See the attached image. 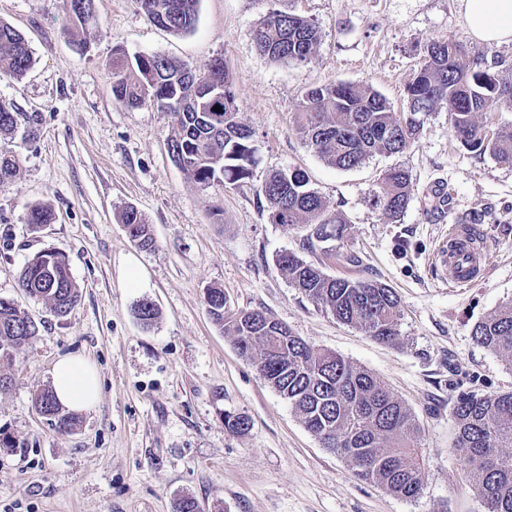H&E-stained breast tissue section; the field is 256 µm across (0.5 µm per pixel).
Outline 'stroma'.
Returning a JSON list of instances; mask_svg holds the SVG:
<instances>
[{"label":"stroma","mask_w":512,"mask_h":512,"mask_svg":"<svg viewBox=\"0 0 512 512\" xmlns=\"http://www.w3.org/2000/svg\"><path fill=\"white\" fill-rule=\"evenodd\" d=\"M274 9L319 27L308 62L257 53L253 31ZM465 13L466 0H200L194 30L174 34L148 22L135 0H96L81 51L63 33L66 0H0V21L24 34L33 56L22 77H0V100L39 119L37 139L26 140L20 126L0 141L22 161L19 179L0 189V298L44 323L0 396V434L15 442L0 447V512H173L183 496L201 512H486L453 452V405L463 392H512V366L472 336L512 301V165L463 148L443 108L423 116L404 152L353 170L323 161L293 124L306 89L339 81L372 86L405 112L404 89L430 40L461 42L467 65L512 79V41L475 38ZM117 47L200 72L223 57L238 119L258 148L248 184L208 187L185 176L168 151L169 115L114 99L108 63ZM395 166L414 183L397 221L373 200ZM288 169L304 171L329 210L346 216L339 238L307 250L301 231L270 222L258 189L267 174ZM42 203L55 221L35 231L25 213ZM126 205L151 225L154 250L140 249L117 222ZM474 216L491 270L478 285L455 287L436 275L432 256L449 224ZM45 249L67 256L79 290L62 318L18 285ZM286 250L330 275L394 288L398 342L338 322L290 286L276 265ZM131 262L138 279L130 286ZM210 286L223 288L232 308L265 311L367 370L411 409L426 467L417 498L358 480L323 447L213 324L204 303ZM144 300L158 309L148 329L134 314ZM68 355L97 369L100 400L62 432L33 395L50 387L55 362ZM228 413L247 416L249 429H227Z\"/></svg>","instance_id":"obj_1"}]
</instances>
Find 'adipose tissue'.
I'll return each instance as SVG.
<instances>
[{
  "label": "adipose tissue",
  "instance_id": "ef3b65f1",
  "mask_svg": "<svg viewBox=\"0 0 512 512\" xmlns=\"http://www.w3.org/2000/svg\"><path fill=\"white\" fill-rule=\"evenodd\" d=\"M466 22L470 32L483 41L512 40V0H469ZM52 390L67 409L92 408L100 385L94 369L78 356L59 359L52 371Z\"/></svg>",
  "mask_w": 512,
  "mask_h": 512
}]
</instances>
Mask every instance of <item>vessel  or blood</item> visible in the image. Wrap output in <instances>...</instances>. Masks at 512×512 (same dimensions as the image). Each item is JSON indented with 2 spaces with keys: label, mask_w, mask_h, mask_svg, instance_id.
<instances>
[{
  "label": "vessel or blood",
  "mask_w": 512,
  "mask_h": 512,
  "mask_svg": "<svg viewBox=\"0 0 512 512\" xmlns=\"http://www.w3.org/2000/svg\"><path fill=\"white\" fill-rule=\"evenodd\" d=\"M476 225L453 224L448 236L436 250L432 265L441 270L445 279L456 286L470 287L485 280L489 272V257L484 245L476 244Z\"/></svg>",
  "instance_id": "vessel-or-blood-1"
}]
</instances>
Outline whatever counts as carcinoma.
<instances>
[{
    "mask_svg": "<svg viewBox=\"0 0 512 512\" xmlns=\"http://www.w3.org/2000/svg\"><path fill=\"white\" fill-rule=\"evenodd\" d=\"M72 26L64 35L86 31L95 16V0H68ZM146 19L173 33L190 31L197 20L198 0H136ZM320 33L310 20L273 10L254 29L256 51L273 61L307 62ZM424 63L406 87L408 112L396 116L380 92L338 81L307 89L294 113L298 134L310 149L341 170L362 166L376 153L403 152L418 134L419 114L442 106L467 150L490 154L512 164V127L489 137L478 115L493 108H512V80L464 64V50L448 54V44L429 41ZM33 57L23 34L0 23V75L19 78ZM112 95L129 108L156 105L172 117L169 152L192 181L203 186L239 187L253 178L257 165L254 133L238 121L237 94L224 62L201 74L160 53L131 55L112 51ZM220 110L215 111L213 107ZM17 128V113L0 104V136ZM20 159L0 149V187L15 183ZM408 170L386 171L374 191L375 203L396 221L411 198ZM259 193L269 218L286 215L284 224L305 232L308 246L336 239L346 218L328 212L321 197L299 170L270 174ZM133 241L143 249L155 246L150 225L132 206L118 214ZM48 205L29 209L26 222L34 228L52 224ZM288 282L341 323L352 325L375 340H398L400 302L393 288L378 280H353L326 273L322 267L285 251L276 259ZM19 287L54 315L63 317L77 303L79 291L66 257L43 250L24 266ZM208 313L238 354L255 365L264 381L292 405L305 427L352 466L354 475L406 499L419 496L425 479L415 416L372 374L342 356L310 344L290 328L259 310L233 311L224 289L205 292ZM136 318L148 328L158 311L142 301ZM40 331L39 323L12 300L0 299V396L9 393L13 377L8 368L16 354ZM477 344L512 366V303L501 307L473 329ZM37 411L59 431L74 428L78 414L60 405L48 388L34 394ZM457 428L454 452L476 479L487 512H512V392L477 395L462 393L453 409Z\"/></svg>",
    "mask_w": 512,
    "mask_h": 512,
    "instance_id": "cac0c4a2",
    "label": "carcinoma"
}]
</instances>
